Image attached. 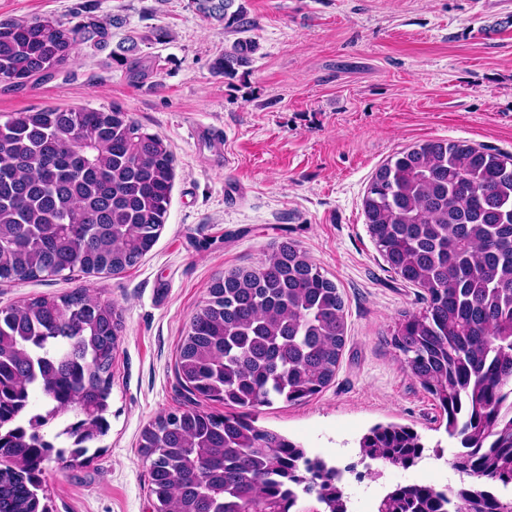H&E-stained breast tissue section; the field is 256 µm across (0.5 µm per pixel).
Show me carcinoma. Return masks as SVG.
Returning <instances> with one entry per match:
<instances>
[{"instance_id":"cac0c4a2","label":"carcinoma","mask_w":512,"mask_h":512,"mask_svg":"<svg viewBox=\"0 0 512 512\" xmlns=\"http://www.w3.org/2000/svg\"><path fill=\"white\" fill-rule=\"evenodd\" d=\"M207 20L247 30L236 0H193ZM102 26L0 20V81L26 87L64 66ZM259 48L237 39L211 70L232 79ZM174 158L164 140L114 108L0 115V281L118 274L134 267L165 222ZM368 232L391 270L424 291L393 345L446 419L460 483L396 485L376 512H512V155L465 140L428 141L381 165L366 190ZM116 307L80 288L0 308V512H52L51 462L89 465L110 430ZM345 302L294 242L254 268L216 278L192 316L177 376L186 405L141 433L155 512H293L299 493L348 512L338 468L255 425L276 400L296 404L335 378ZM40 394L45 410L33 413ZM359 448L381 464L417 465L410 426L376 424Z\"/></svg>"}]
</instances>
